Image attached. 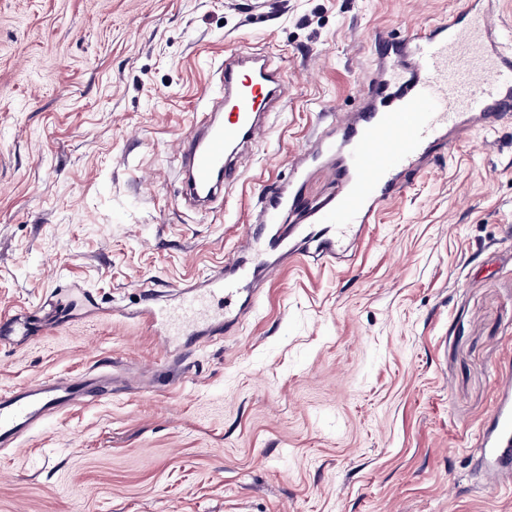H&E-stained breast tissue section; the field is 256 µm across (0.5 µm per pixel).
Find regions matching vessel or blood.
<instances>
[{
  "instance_id": "b4317fda",
  "label": "vessel or blood",
  "mask_w": 512,
  "mask_h": 512,
  "mask_svg": "<svg viewBox=\"0 0 512 512\" xmlns=\"http://www.w3.org/2000/svg\"><path fill=\"white\" fill-rule=\"evenodd\" d=\"M501 14V0H465L447 22L404 40L379 35L376 75L357 109L317 131L292 160L287 179L260 198L255 227L223 271L179 288L167 306L145 304L144 323L164 321L176 337L218 322L236 326L258 303L256 269L270 276L279 267L271 253L342 262L381 206L402 193L403 175L427 166L436 146L511 121L512 52L503 46ZM223 89L215 110L201 113L197 131L179 145L182 196L198 208L233 184L235 156L253 144L266 112L286 96L279 71L261 53L226 56ZM317 174L329 191L310 201L303 187ZM498 378L500 400L479 442L505 462L512 458V365L501 366ZM99 388L100 375L90 370L0 397V446H15L61 411L93 403Z\"/></svg>"
}]
</instances>
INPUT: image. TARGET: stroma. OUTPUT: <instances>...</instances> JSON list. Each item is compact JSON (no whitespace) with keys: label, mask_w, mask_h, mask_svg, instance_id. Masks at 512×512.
Returning a JSON list of instances; mask_svg holds the SVG:
<instances>
[{"label":"stroma","mask_w":512,"mask_h":512,"mask_svg":"<svg viewBox=\"0 0 512 512\" xmlns=\"http://www.w3.org/2000/svg\"><path fill=\"white\" fill-rule=\"evenodd\" d=\"M464 0H0V395L100 367L121 380L0 448V512H512L477 448L512 352V123L439 148L344 264L284 265L236 329L138 318L221 270L260 194L353 111L377 32ZM288 97L214 209L176 151L233 52ZM92 301L72 303L62 280ZM57 305L55 326L31 320Z\"/></svg>","instance_id":"stroma-1"}]
</instances>
